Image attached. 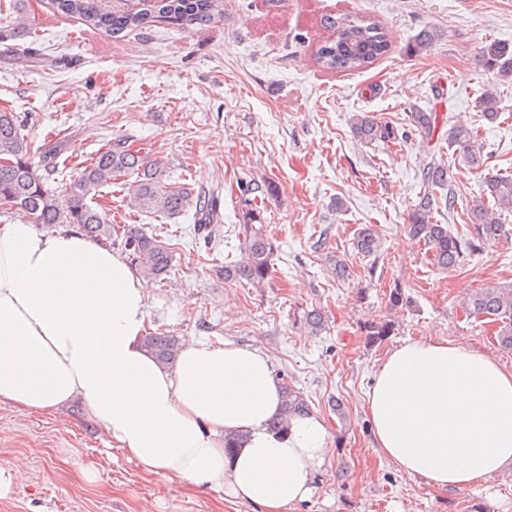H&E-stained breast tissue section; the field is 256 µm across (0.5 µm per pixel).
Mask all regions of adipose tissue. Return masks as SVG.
Segmentation results:
<instances>
[{"mask_svg": "<svg viewBox=\"0 0 512 512\" xmlns=\"http://www.w3.org/2000/svg\"><path fill=\"white\" fill-rule=\"evenodd\" d=\"M144 286L120 256L76 230L0 225V402L35 414L78 401L143 472L217 485L260 512L308 500L331 453L311 413L269 431L281 385L255 349L186 342L173 365L144 348ZM375 446L440 490L512 468V371L430 337L389 351L366 399ZM241 436L225 452L224 438Z\"/></svg>", "mask_w": 512, "mask_h": 512, "instance_id": "adipose-tissue-1", "label": "adipose tissue"}]
</instances>
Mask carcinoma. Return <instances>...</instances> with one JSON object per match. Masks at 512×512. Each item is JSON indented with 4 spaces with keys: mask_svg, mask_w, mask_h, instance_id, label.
<instances>
[{
    "mask_svg": "<svg viewBox=\"0 0 512 512\" xmlns=\"http://www.w3.org/2000/svg\"><path fill=\"white\" fill-rule=\"evenodd\" d=\"M54 11L81 21L91 30L118 38L127 31L145 28L154 23H166L180 29L201 28L224 17V0H141L140 9L111 11L101 0H51ZM336 37L315 53L319 65L334 71L363 70L385 56L391 48V36L375 21L343 16L327 21ZM479 66L512 77V52L508 47L493 44L477 59ZM481 116L493 122L499 114L498 96L487 89L477 105ZM412 123L426 140H433L438 124L435 112H414ZM23 122L14 112L0 110V198L11 199L18 211L28 215L34 224L55 226L68 224L102 245H118L129 263L147 279L165 280L172 270L173 254L155 234H148L134 224H114L96 202L100 189L128 173L138 179L130 186L135 206L159 217L181 214L195 209L196 231L214 223L213 201L181 184L166 182L157 162L140 153L124 139L107 144L86 163L69 184L66 207L57 205L52 191L46 186L55 166L51 160L59 150H46L35 145L22 133ZM353 132L365 142L396 141L394 128L365 113L354 118ZM448 144L462 152L474 166L482 165L483 145L478 129L459 122L448 130ZM39 162H34V159ZM455 176L444 161L431 158L422 169L424 191L413 205L410 216L411 235L423 242L429 262L443 270L460 265L466 254L475 253L506 235V217L512 213V177L492 175L486 179V193L471 201L466 215L473 231L470 236L453 235L448 225L433 220L434 211L445 207L453 212L456 196ZM448 190L438 195L436 189ZM239 234L243 236L244 256L224 263V279L247 281L252 285L265 282L271 272L275 245L266 234L264 218L257 208L243 213ZM357 254L370 257L381 248V236L371 226L361 228L353 240ZM462 306L469 317L481 321L494 318L499 323L498 340L512 349V284L480 288L464 298ZM371 343L381 342L391 335L389 322H371L363 326ZM146 349L159 361H171L178 344L167 336L149 332L143 338ZM281 413L269 423L272 430L287 428L288 420L311 411L303 394L288 383H282Z\"/></svg>",
    "mask_w": 512,
    "mask_h": 512,
    "instance_id": "carcinoma-1",
    "label": "carcinoma"
}]
</instances>
